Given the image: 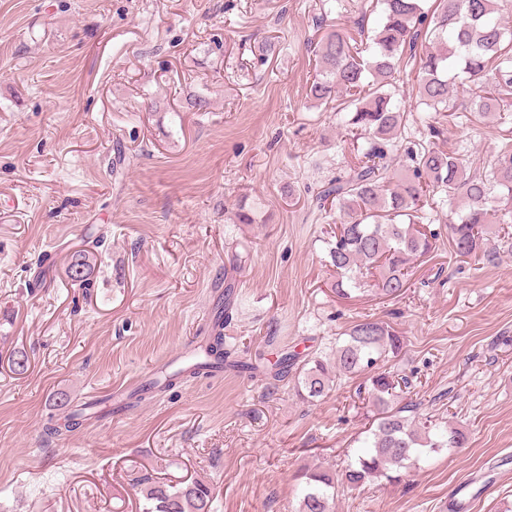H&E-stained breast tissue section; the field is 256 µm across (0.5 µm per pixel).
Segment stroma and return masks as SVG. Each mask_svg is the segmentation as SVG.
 Listing matches in <instances>:
<instances>
[{
    "label": "stroma",
    "mask_w": 512,
    "mask_h": 512,
    "mask_svg": "<svg viewBox=\"0 0 512 512\" xmlns=\"http://www.w3.org/2000/svg\"><path fill=\"white\" fill-rule=\"evenodd\" d=\"M372 0H0V512H143L136 478L203 480L214 512H295L305 468L356 460L368 375L314 401L283 351L335 359L372 318L420 419L465 435L400 482L336 491L334 512H512V257L484 266L440 237L406 294L341 299L316 188L351 164L348 113L308 96L329 30L373 27ZM414 76L402 145L489 158L512 123L459 116L431 137ZM253 221L237 223L238 209ZM88 255L85 282L73 255ZM233 283L236 364L112 412L205 330ZM25 367H17V358ZM95 403L78 431L48 436Z\"/></svg>",
    "instance_id": "stroma-1"
}]
</instances>
